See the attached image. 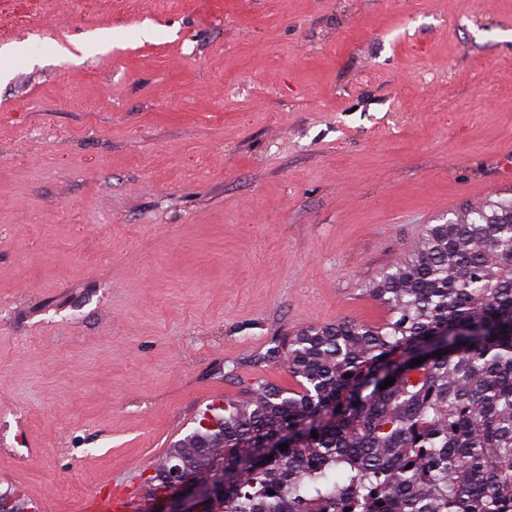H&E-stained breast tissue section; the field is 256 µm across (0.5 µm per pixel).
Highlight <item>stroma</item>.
Instances as JSON below:
<instances>
[{
  "label": "stroma",
  "instance_id": "1",
  "mask_svg": "<svg viewBox=\"0 0 512 512\" xmlns=\"http://www.w3.org/2000/svg\"><path fill=\"white\" fill-rule=\"evenodd\" d=\"M1 69L0 491L53 512L512 196V0H10Z\"/></svg>",
  "mask_w": 512,
  "mask_h": 512
}]
</instances>
